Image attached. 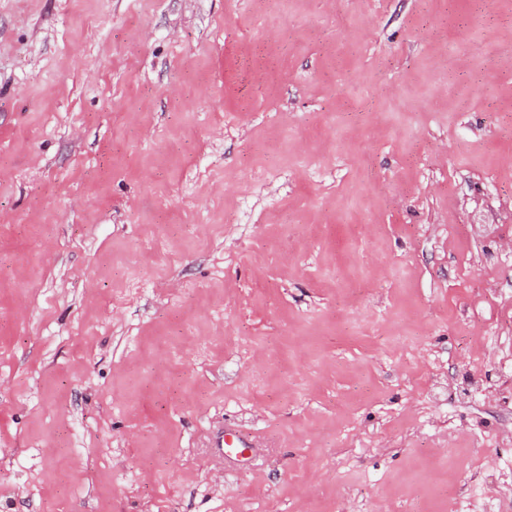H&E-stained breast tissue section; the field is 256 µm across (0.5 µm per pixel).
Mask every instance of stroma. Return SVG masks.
<instances>
[{"instance_id":"35a3bbf8","label":"stroma","mask_w":512,"mask_h":512,"mask_svg":"<svg viewBox=\"0 0 512 512\" xmlns=\"http://www.w3.org/2000/svg\"><path fill=\"white\" fill-rule=\"evenodd\" d=\"M0 512H512V0H0Z\"/></svg>"}]
</instances>
